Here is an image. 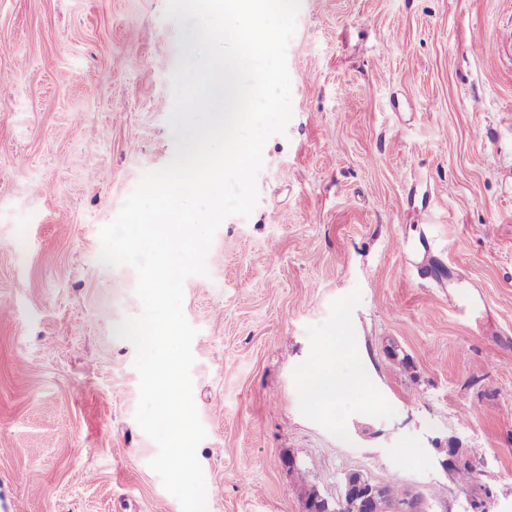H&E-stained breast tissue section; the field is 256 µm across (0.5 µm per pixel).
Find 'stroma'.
<instances>
[{
	"label": "stroma",
	"instance_id": "obj_1",
	"mask_svg": "<svg viewBox=\"0 0 512 512\" xmlns=\"http://www.w3.org/2000/svg\"><path fill=\"white\" fill-rule=\"evenodd\" d=\"M166 5L0 0V512H182L115 334L136 273L99 260L174 155ZM509 30L512 0H301L258 203L184 284L207 512H304L351 471L461 512L451 443L512 512V44L470 49ZM341 324L380 410L302 399Z\"/></svg>",
	"mask_w": 512,
	"mask_h": 512
}]
</instances>
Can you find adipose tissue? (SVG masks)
<instances>
[{
	"label": "adipose tissue",
	"instance_id": "adipose-tissue-1",
	"mask_svg": "<svg viewBox=\"0 0 512 512\" xmlns=\"http://www.w3.org/2000/svg\"><path fill=\"white\" fill-rule=\"evenodd\" d=\"M360 397L367 410H375L379 403L366 389L360 367L348 346L329 345L316 368L303 381L302 398L315 412L322 413L336 403Z\"/></svg>",
	"mask_w": 512,
	"mask_h": 512
}]
</instances>
